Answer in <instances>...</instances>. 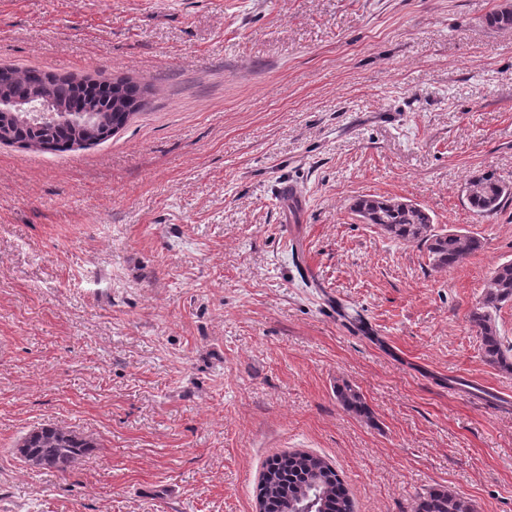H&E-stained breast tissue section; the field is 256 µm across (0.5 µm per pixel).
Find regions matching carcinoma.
Instances as JSON below:
<instances>
[{
	"mask_svg": "<svg viewBox=\"0 0 512 512\" xmlns=\"http://www.w3.org/2000/svg\"><path fill=\"white\" fill-rule=\"evenodd\" d=\"M148 86L129 77L99 79L90 75H54L35 69L0 65V103L10 105L35 97L59 110L52 124L38 125L24 112H0V143L35 152H66L108 140L141 110ZM468 204L480 216L496 213L512 196V187L492 172L470 176ZM351 211L376 225L388 237L416 243L428 253L435 269H452L481 248V241L457 231L436 232L432 217L417 204L399 205L394 198L360 196ZM512 302V261L492 271L479 306L471 313L478 329L485 360L512 372V345L499 336L493 314ZM336 400L361 418L371 415L363 395L352 385L336 387ZM92 444L56 426H43L26 434L16 448L31 466L65 471L84 456ZM260 512H286L293 506L313 512H353V503L338 474L324 459L306 452L274 456L265 463L258 485ZM414 512H476L474 503L444 487L420 494Z\"/></svg>",
	"mask_w": 512,
	"mask_h": 512,
	"instance_id": "1",
	"label": "carcinoma"
}]
</instances>
